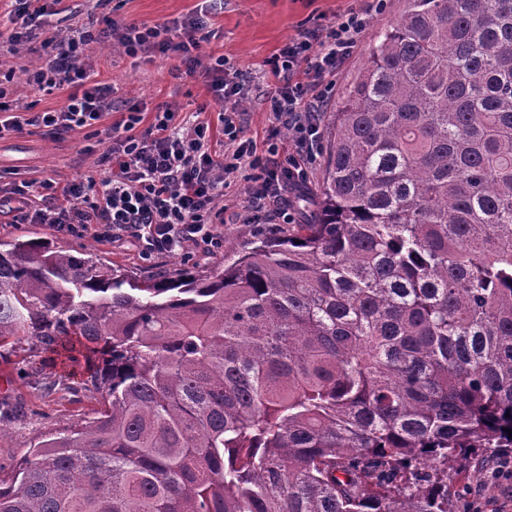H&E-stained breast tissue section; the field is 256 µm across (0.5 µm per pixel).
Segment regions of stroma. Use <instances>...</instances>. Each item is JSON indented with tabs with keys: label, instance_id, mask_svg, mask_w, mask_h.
Masks as SVG:
<instances>
[{
	"label": "stroma",
	"instance_id": "1",
	"mask_svg": "<svg viewBox=\"0 0 512 512\" xmlns=\"http://www.w3.org/2000/svg\"><path fill=\"white\" fill-rule=\"evenodd\" d=\"M369 3L370 0H224L219 5L215 0H59L58 30L63 35L76 30L95 34L107 17L155 24L203 12L211 33L203 44V54L208 58L224 57L234 70L247 77L249 90L241 107V123L246 138L260 145L274 122L270 98L275 80L268 72L267 60L302 29L328 23L348 9L368 7ZM406 7V0H386L382 11H371L357 48L336 75V93L330 109L339 108L343 94L367 65L378 33ZM84 54L93 64L98 81L115 88L114 109L103 118V126L121 120L128 101L139 104L147 114L166 104L188 116L203 105L213 121V147L223 150L224 136L217 121L222 107L210 93L211 77L205 67H198L189 75L177 57H130L106 40L90 42ZM107 148L101 136L90 129L54 139L29 127L0 140V170L15 173L20 181L48 178L63 187L99 171ZM249 187L243 170L225 180L220 201L225 247L243 245L261 233L279 236L288 232L284 224H269L261 230L240 220ZM19 236L92 251L140 278L165 276L185 266L209 272L223 261L222 256L196 248L186 255L144 260L128 240L59 235L47 225L25 223L21 213L11 206H0V240ZM85 379V374L52 364L48 353L35 343L26 341L9 350L0 349V412L11 415L8 434L0 442V472L10 473L24 453L49 432L69 429L93 417L98 396L85 389Z\"/></svg>",
	"mask_w": 512,
	"mask_h": 512
}]
</instances>
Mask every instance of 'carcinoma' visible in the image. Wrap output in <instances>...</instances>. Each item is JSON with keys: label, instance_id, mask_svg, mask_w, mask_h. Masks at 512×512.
<instances>
[{"label": "carcinoma", "instance_id": "1", "mask_svg": "<svg viewBox=\"0 0 512 512\" xmlns=\"http://www.w3.org/2000/svg\"><path fill=\"white\" fill-rule=\"evenodd\" d=\"M335 113L317 209L137 279L0 240V348L100 393L0 512H463L512 453V0H407Z\"/></svg>", "mask_w": 512, "mask_h": 512}]
</instances>
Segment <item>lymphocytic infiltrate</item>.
Here are the masks:
<instances>
[{
	"mask_svg": "<svg viewBox=\"0 0 512 512\" xmlns=\"http://www.w3.org/2000/svg\"><path fill=\"white\" fill-rule=\"evenodd\" d=\"M14 2L13 27L0 35V45L13 50L39 42L37 63L22 72L25 83L47 94L64 86L70 92L59 108L27 118L8 99L14 75L6 73L0 79V139L28 125L53 138L98 125L114 107V89L96 82L93 68L82 60L79 46L90 42L91 34L60 35L51 0ZM104 24V37L124 54L176 55L190 73L201 63L203 15L153 25L108 17ZM366 25L365 11H349L325 31L299 33L270 59L275 124L266 138L265 157H257L253 142L242 137L239 107L247 92L219 57L208 66L210 90L224 106L219 120L231 152L212 151L208 121L179 118L161 105L147 124L133 104L122 121L103 130L109 148L100 177L87 176L61 189L49 179L20 185L0 181V202L18 203L26 223L48 225L60 235L129 238L145 258L192 246L218 255L224 251V212L217 201L224 195L226 176L246 163L251 187L243 206L245 223H296L288 195L304 185L321 151V108L333 97L334 78Z\"/></svg>",
	"mask_w": 512,
	"mask_h": 512,
	"instance_id": "obj_1",
	"label": "lymphocytic infiltrate"
}]
</instances>
